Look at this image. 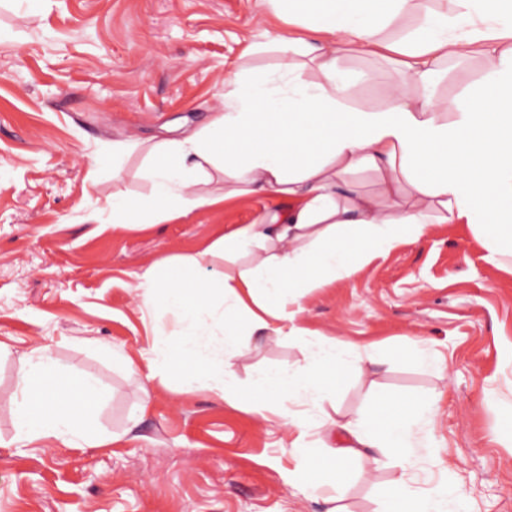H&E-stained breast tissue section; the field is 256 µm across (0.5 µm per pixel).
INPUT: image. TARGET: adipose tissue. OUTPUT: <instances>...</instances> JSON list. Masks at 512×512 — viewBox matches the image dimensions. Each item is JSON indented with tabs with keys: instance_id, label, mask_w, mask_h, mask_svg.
Masks as SVG:
<instances>
[{
	"instance_id": "1",
	"label": "adipose tissue",
	"mask_w": 512,
	"mask_h": 512,
	"mask_svg": "<svg viewBox=\"0 0 512 512\" xmlns=\"http://www.w3.org/2000/svg\"><path fill=\"white\" fill-rule=\"evenodd\" d=\"M288 29L249 44L224 79V101L207 122L181 137L112 144V179L143 151L147 194H112V224L129 230L165 224L258 196L280 205L234 225L192 251L156 261L135 290L153 313H174L172 337L153 332L145 356L151 376L177 371L182 391L218 388L247 402L233 369L248 336L274 322L307 351V366L256 373L253 384L279 402L278 414L304 447L311 430L346 438L327 482L342 485L344 461L372 452L403 473L433 421L429 400L388 399L370 414L337 423L283 409V402L319 405L333 399V380L363 370L358 350L296 323L299 292L349 277L356 267L418 240L433 224H466L490 257L512 254V0H259ZM275 53L274 67L251 57ZM385 54L402 76L383 106L353 102L361 72L344 60ZM486 61L483 83L448 96L437 92L444 61ZM370 171L376 188L353 181ZM249 256L237 274L212 272L215 259ZM21 439L52 437L67 447L95 448L106 437L92 427L104 398L89 374L59 366L49 347L33 348L17 375ZM453 491L420 494L398 479L388 512H462Z\"/></svg>"
}]
</instances>
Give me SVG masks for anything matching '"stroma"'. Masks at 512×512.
<instances>
[{
	"label": "stroma",
	"mask_w": 512,
	"mask_h": 512,
	"mask_svg": "<svg viewBox=\"0 0 512 512\" xmlns=\"http://www.w3.org/2000/svg\"><path fill=\"white\" fill-rule=\"evenodd\" d=\"M282 27L257 0H40L31 12L0 0V512H326L285 481L300 465L296 430L252 386L260 369L307 364L296 341L256 336L235 361L248 409L217 390L159 383L141 355L151 330H179L174 315L139 308L132 288L146 269L250 223L269 199L142 230L88 221L115 189L148 191L139 153L113 183V141L202 124L244 48ZM348 64L371 74L357 102L382 106L393 66L374 55ZM300 303L297 325L375 360L365 375L343 376L323 405L330 416L365 415L385 398L434 401L411 478L429 492L460 490L465 512H512V435L499 425L512 410V270L468 225H431ZM40 343L65 369L95 375L106 393L95 427L116 442L19 439L16 375ZM415 344L441 367L416 363ZM352 468L338 505L383 512L399 469L368 457Z\"/></svg>",
	"instance_id": "stroma-1"
}]
</instances>
